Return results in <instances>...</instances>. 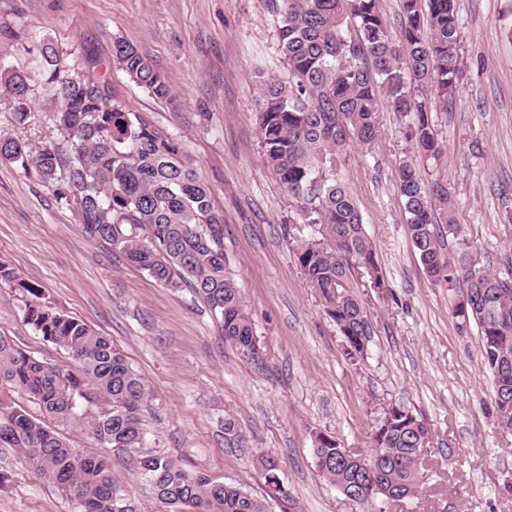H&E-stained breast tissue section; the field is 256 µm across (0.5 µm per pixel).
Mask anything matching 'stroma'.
Instances as JSON below:
<instances>
[{"label":"stroma","instance_id":"obj_1","mask_svg":"<svg viewBox=\"0 0 512 512\" xmlns=\"http://www.w3.org/2000/svg\"><path fill=\"white\" fill-rule=\"evenodd\" d=\"M461 72L448 108L432 114L445 155L421 166L447 182L460 238L483 264L512 259V0H458ZM65 53L90 51L116 100L181 140L224 217L227 269L244 297L260 354L224 343L212 315L185 289L163 285L89 241L34 171L0 160V263L42 288V304L107 336L148 392L142 449H103L81 422L57 423L84 454L107 453L136 512H167L132 467L138 452L177 458L191 472L265 494L263 460L277 462L286 498L268 512H360L319 473L316 434L368 451L379 404L423 418L430 453L419 494L395 512H512V435L493 410L478 329H460L455 295L431 283L407 232L397 167L408 143L390 104L371 153L352 152L342 173L385 274L383 289L356 273L374 335L363 360L342 338L294 263L284 231L298 207L265 167L257 111L260 81L284 74L269 0H0V67L31 74L33 108L18 122L0 96V132L38 151L56 138L36 78L32 37ZM123 39L170 85L159 98L112 60ZM27 297L0 284V335L38 360L69 364L24 318ZM233 431H226V423ZM0 512H79L76 500L0 448Z\"/></svg>","mask_w":512,"mask_h":512}]
</instances>
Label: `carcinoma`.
I'll list each match as a JSON object with an SVG mask.
<instances>
[{
  "label": "carcinoma",
  "instance_id": "cac0c4a2",
  "mask_svg": "<svg viewBox=\"0 0 512 512\" xmlns=\"http://www.w3.org/2000/svg\"><path fill=\"white\" fill-rule=\"evenodd\" d=\"M278 46L288 79L262 82L258 125L264 164L298 204L311 235L288 229L294 262L322 293L327 315L358 361L374 334L365 301L354 290L356 268L371 269L370 287L385 279L354 196L342 180L350 151L371 150L381 132L380 91L404 120L411 148L397 169L412 246L437 285L459 289L454 313L478 327L479 351L494 381V411L512 406V272L496 273L460 239L446 184L423 181L417 159L438 160L443 145L431 120L433 103L448 106L460 71L457 0H400L401 40L390 38L378 0H275ZM39 80L60 141L34 156L22 140L0 133V160L34 169L55 202L75 213L90 240L107 245L155 280L188 289L215 316L224 342L257 353L251 316L226 268L224 217L181 143L112 98L99 61H68L49 39L38 45ZM112 58L136 84L158 97L170 87L133 44L115 40ZM80 76L73 83L70 78ZM20 121L31 108L30 77L0 72ZM461 254L445 251L443 232ZM0 283L34 297L24 317L43 340L64 349L73 367L37 360L0 335V385L37 401L36 418L0 396V448H11L40 475L74 496L81 512H135L104 456L73 448L52 422L76 416L77 399L101 410L87 421L104 446L139 448L146 387L112 341L88 325L36 302L41 287L0 264ZM425 423L397 404L381 406L366 453L318 435L319 472L364 512L375 501L401 502L418 492ZM136 470L168 512H266L241 488L190 473L178 460L143 454ZM266 482L284 492L276 462Z\"/></svg>",
  "mask_w": 512,
  "mask_h": 512
}]
</instances>
